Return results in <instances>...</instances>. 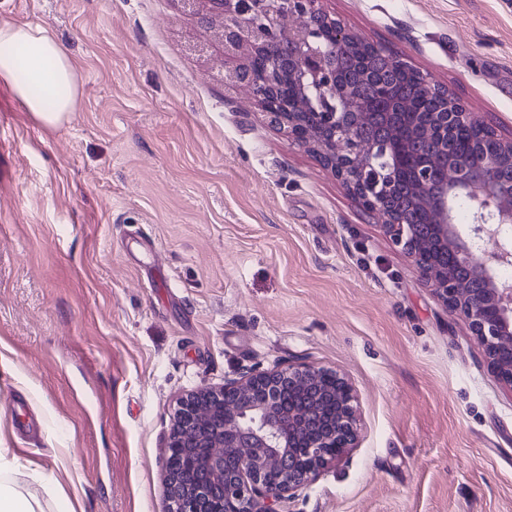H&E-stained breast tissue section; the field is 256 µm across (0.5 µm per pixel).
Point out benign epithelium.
Wrapping results in <instances>:
<instances>
[{
    "mask_svg": "<svg viewBox=\"0 0 512 512\" xmlns=\"http://www.w3.org/2000/svg\"><path fill=\"white\" fill-rule=\"evenodd\" d=\"M206 2L224 18V53L250 50L247 64L224 71L225 83L248 91L377 217L512 391V283L495 275L512 265V141L479 164L455 156L450 134L482 120L446 91L434 111L410 112L376 66L349 73L363 38L322 0ZM308 113L317 116L313 130ZM460 196L472 205L465 232L454 218ZM456 270L471 287L460 286ZM324 380L336 389L323 388ZM326 401L336 416L322 415ZM356 437L353 390L334 370L291 363L202 386L175 409L168 512H283Z\"/></svg>",
    "mask_w": 512,
    "mask_h": 512,
    "instance_id": "7a95c632",
    "label": "benign epithelium"
}]
</instances>
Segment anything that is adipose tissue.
<instances>
[{
    "mask_svg": "<svg viewBox=\"0 0 512 512\" xmlns=\"http://www.w3.org/2000/svg\"><path fill=\"white\" fill-rule=\"evenodd\" d=\"M0 79L44 128L59 127L79 107L78 71L49 28L0 24Z\"/></svg>",
    "mask_w": 512,
    "mask_h": 512,
    "instance_id": "ef3b65f1",
    "label": "adipose tissue"
}]
</instances>
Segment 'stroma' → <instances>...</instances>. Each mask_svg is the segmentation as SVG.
<instances>
[{
	"label": "stroma",
	"mask_w": 512,
	"mask_h": 512,
	"mask_svg": "<svg viewBox=\"0 0 512 512\" xmlns=\"http://www.w3.org/2000/svg\"><path fill=\"white\" fill-rule=\"evenodd\" d=\"M512 140V0H323ZM81 77L40 126L0 80V449L44 512H165L177 399L327 367L357 444L290 512H512V395L374 217L224 86L181 0H0Z\"/></svg>",
	"instance_id": "obj_1"
}]
</instances>
